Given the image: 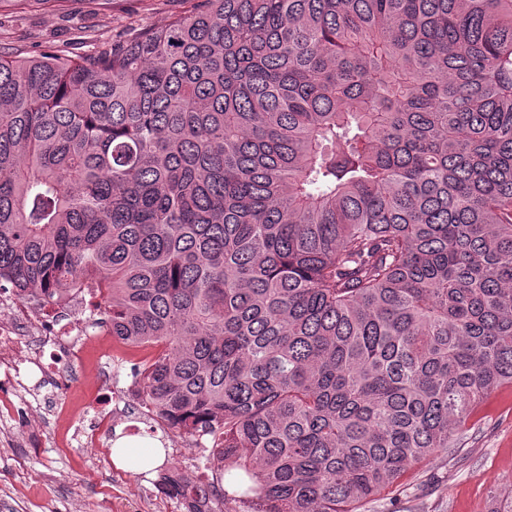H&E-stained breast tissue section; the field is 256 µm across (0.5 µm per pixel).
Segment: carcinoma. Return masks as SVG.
<instances>
[{
  "instance_id": "1",
  "label": "carcinoma",
  "mask_w": 512,
  "mask_h": 512,
  "mask_svg": "<svg viewBox=\"0 0 512 512\" xmlns=\"http://www.w3.org/2000/svg\"><path fill=\"white\" fill-rule=\"evenodd\" d=\"M0 54V287L88 288L228 495L357 512L512 386V0H204Z\"/></svg>"
}]
</instances>
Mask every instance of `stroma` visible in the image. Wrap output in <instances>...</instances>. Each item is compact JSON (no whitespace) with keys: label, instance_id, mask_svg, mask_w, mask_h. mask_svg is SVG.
Wrapping results in <instances>:
<instances>
[{"label":"stroma","instance_id":"obj_1","mask_svg":"<svg viewBox=\"0 0 512 512\" xmlns=\"http://www.w3.org/2000/svg\"><path fill=\"white\" fill-rule=\"evenodd\" d=\"M190 8L189 0H0V50L90 54ZM141 362L111 360L93 344L83 364L65 366L61 379L46 381L39 394L20 386L10 391L16 412L0 419V512H181L159 490L160 471L205 481L212 474L199 468V449L144 416V402L130 388L131 368ZM108 388L129 391L115 429L133 424L139 436L167 440L161 470L110 468L99 449L72 443ZM461 443L454 455H436L410 471L398 492L364 503L361 512H512L511 386L477 407Z\"/></svg>","mask_w":512,"mask_h":512}]
</instances>
